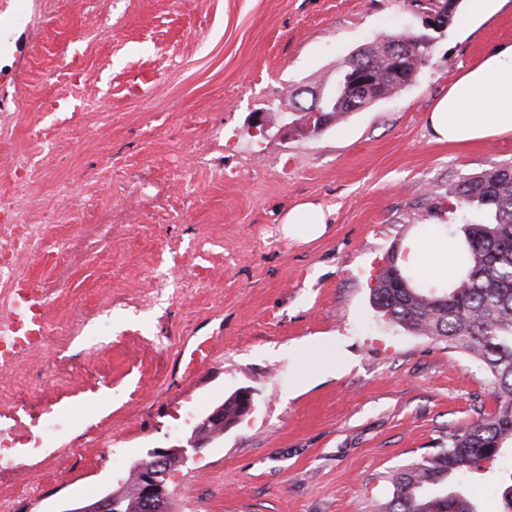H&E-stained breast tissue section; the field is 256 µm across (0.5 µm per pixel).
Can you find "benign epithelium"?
<instances>
[{
	"instance_id": "benign-epithelium-1",
	"label": "benign epithelium",
	"mask_w": 512,
	"mask_h": 512,
	"mask_svg": "<svg viewBox=\"0 0 512 512\" xmlns=\"http://www.w3.org/2000/svg\"><path fill=\"white\" fill-rule=\"evenodd\" d=\"M375 81H377L375 77L360 78L355 74L344 87L343 96L353 99L360 94L363 85ZM292 103L309 113L312 119H318L336 104V84L299 87L294 91ZM233 399L238 404L235 415L226 416L224 404H218L202 416L196 428V437L189 441L188 445L154 448L147 453V458L138 461L132 467V482L143 501L149 503L152 507L162 505L165 488L163 484L159 483V474L156 473V470L174 457L187 460L189 459V453L199 454L200 450L206 447V443L216 437L214 433L209 434L202 431V427L211 424L226 431L250 412L253 404L251 390L239 389L233 395ZM117 507L118 502L112 497V494L108 493L83 506L62 509L60 512H117Z\"/></svg>"
}]
</instances>
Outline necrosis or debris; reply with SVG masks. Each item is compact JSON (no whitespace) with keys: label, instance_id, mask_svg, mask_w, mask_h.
Instances as JSON below:
<instances>
[{"label":"necrosis or debris","instance_id":"obj_1","mask_svg":"<svg viewBox=\"0 0 512 512\" xmlns=\"http://www.w3.org/2000/svg\"><path fill=\"white\" fill-rule=\"evenodd\" d=\"M75 118V113L64 112L39 127L35 133L39 154L17 151L9 172L0 176V367L4 369L28 351L34 337L48 333L43 322L44 305L30 282L28 269L44 248L52 224L65 215L63 201L78 193L88 202L98 193L97 182H85L76 190L69 181L59 179L55 182V202L30 195L36 175L59 166L55 129Z\"/></svg>","mask_w":512,"mask_h":512}]
</instances>
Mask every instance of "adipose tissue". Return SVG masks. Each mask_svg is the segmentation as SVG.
I'll return each instance as SVG.
<instances>
[{"mask_svg": "<svg viewBox=\"0 0 512 512\" xmlns=\"http://www.w3.org/2000/svg\"><path fill=\"white\" fill-rule=\"evenodd\" d=\"M427 122L442 143L468 145L512 136V44L487 51L458 75L435 100ZM329 221L328 210L303 202L288 211L282 230L288 237L311 240L325 232Z\"/></svg>", "mask_w": 512, "mask_h": 512, "instance_id": "adipose-tissue-1", "label": "adipose tissue"}]
</instances>
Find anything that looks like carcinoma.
Instances as JSON below:
<instances>
[{"label":"carcinoma","instance_id":"1","mask_svg":"<svg viewBox=\"0 0 512 512\" xmlns=\"http://www.w3.org/2000/svg\"><path fill=\"white\" fill-rule=\"evenodd\" d=\"M428 18H439L445 0H412ZM428 33L389 34L419 53L401 65L377 41L351 55L340 74L355 61L379 82L355 100L336 98V111L326 131L346 114L366 109L416 81L429 61L432 44L419 45ZM448 208L476 209L484 222L434 229L461 246L463 271L449 286L442 281L418 282L399 256H388L371 288L373 307L381 317L432 340L446 341L472 354L496 389V408L476 421L448 433V441L433 454L421 456L389 476L390 498L377 512H478L468 496L450 489L453 479L483 468L512 445V167H492L467 177L449 192ZM121 512H153L137 490L122 495Z\"/></svg>","mask_w":512,"mask_h":512}]
</instances>
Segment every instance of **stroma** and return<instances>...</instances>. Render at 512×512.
Wrapping results in <instances>:
<instances>
[{
  "label": "stroma",
  "mask_w": 512,
  "mask_h": 512,
  "mask_svg": "<svg viewBox=\"0 0 512 512\" xmlns=\"http://www.w3.org/2000/svg\"><path fill=\"white\" fill-rule=\"evenodd\" d=\"M27 3L35 24L0 29L17 46L0 56V85L20 102L17 143L31 146L54 108L79 109L96 137L63 128L56 144L70 156L67 176L99 183L71 226L51 231L29 277L69 268L45 304L50 327L107 310L116 326L100 344L42 341L0 374L10 395L0 426L24 445L34 438L23 403L46 395L63 416L85 418L57 447L0 466L11 512H62L122 487L149 450L186 444L241 388L253 392L251 412L167 475L173 512L188 502L197 512H377L394 471L492 411L477 361L388 323L370 289L391 251L426 239L425 225L472 221L448 208L460 179L512 165V136L439 143L426 121L459 73L512 43L511 5L472 30L458 5L412 85L323 133L285 139L275 127L295 88L333 80L374 39L422 30L411 0ZM61 67L63 94L49 83ZM259 110L271 130L251 127ZM206 142L221 146L223 170L200 163ZM107 165L120 182L101 175ZM160 197L179 209L166 224L150 218ZM307 201L330 211L324 234L285 237L283 217ZM108 208L111 241L71 262L72 243ZM169 239L187 244L196 273L171 299L149 286ZM213 334L224 340L219 362L173 386L182 342ZM511 483L507 457L462 490L482 512H502Z\"/></svg>",
  "instance_id": "obj_1"
}]
</instances>
